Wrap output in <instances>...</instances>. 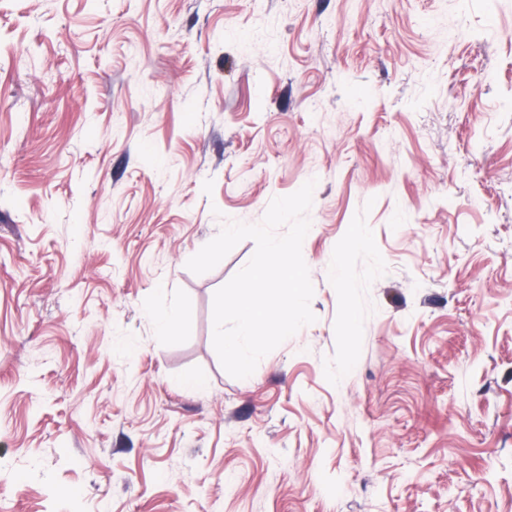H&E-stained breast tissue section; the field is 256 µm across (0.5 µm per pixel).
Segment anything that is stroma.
Wrapping results in <instances>:
<instances>
[{"mask_svg": "<svg viewBox=\"0 0 512 512\" xmlns=\"http://www.w3.org/2000/svg\"><path fill=\"white\" fill-rule=\"evenodd\" d=\"M309 181L234 378L186 263ZM0 512H512V0H0Z\"/></svg>", "mask_w": 512, "mask_h": 512, "instance_id": "stroma-1", "label": "stroma"}]
</instances>
